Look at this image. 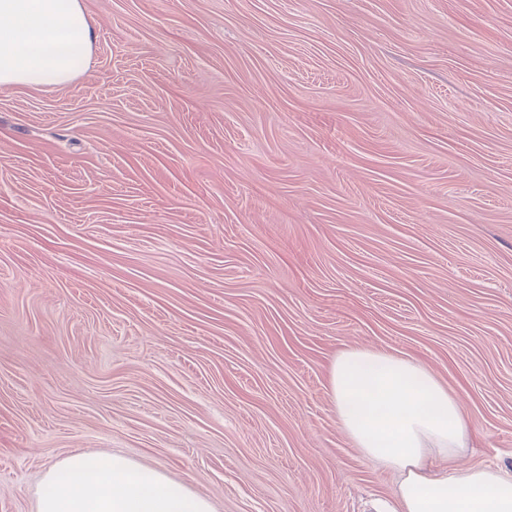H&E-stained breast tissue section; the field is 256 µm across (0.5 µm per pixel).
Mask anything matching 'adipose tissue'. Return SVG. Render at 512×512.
<instances>
[{
    "label": "adipose tissue",
    "mask_w": 512,
    "mask_h": 512,
    "mask_svg": "<svg viewBox=\"0 0 512 512\" xmlns=\"http://www.w3.org/2000/svg\"><path fill=\"white\" fill-rule=\"evenodd\" d=\"M95 25L81 0H0V87L55 88L88 61ZM327 393L355 448L400 477V512H512V477L460 465L472 428L425 364L380 348L331 358ZM447 460L439 471L432 459ZM35 512H215L209 497L120 454L80 452L46 469Z\"/></svg>",
    "instance_id": "obj_1"
}]
</instances>
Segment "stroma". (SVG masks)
Masks as SVG:
<instances>
[{
	"label": "stroma",
	"mask_w": 512,
	"mask_h": 512,
	"mask_svg": "<svg viewBox=\"0 0 512 512\" xmlns=\"http://www.w3.org/2000/svg\"><path fill=\"white\" fill-rule=\"evenodd\" d=\"M0 88V512L121 453L216 512H375L346 344L459 393L512 475V0H82ZM95 37L81 0H0V87L71 83Z\"/></svg>",
	"instance_id": "stroma-1"
}]
</instances>
